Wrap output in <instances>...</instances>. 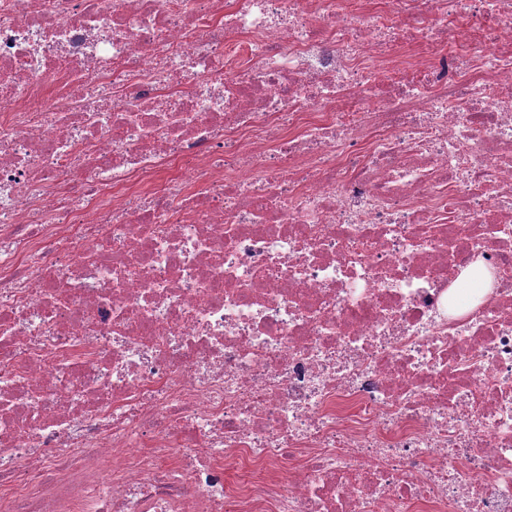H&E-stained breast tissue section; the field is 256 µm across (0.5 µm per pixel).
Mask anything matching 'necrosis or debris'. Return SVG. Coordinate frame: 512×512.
Returning <instances> with one entry per match:
<instances>
[{"label": "necrosis or debris", "mask_w": 512, "mask_h": 512, "mask_svg": "<svg viewBox=\"0 0 512 512\" xmlns=\"http://www.w3.org/2000/svg\"><path fill=\"white\" fill-rule=\"evenodd\" d=\"M508 90L512 0H0V512H512Z\"/></svg>", "instance_id": "obj_1"}]
</instances>
